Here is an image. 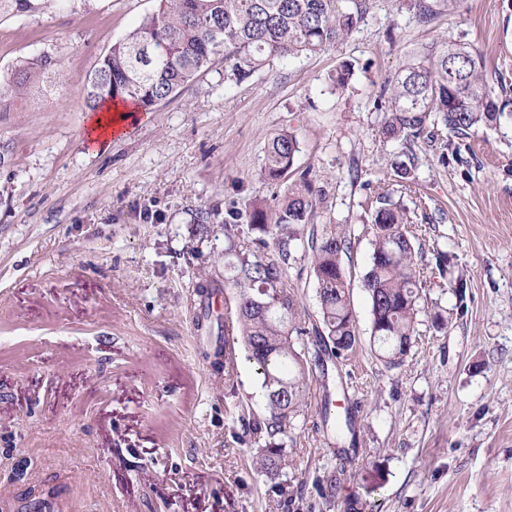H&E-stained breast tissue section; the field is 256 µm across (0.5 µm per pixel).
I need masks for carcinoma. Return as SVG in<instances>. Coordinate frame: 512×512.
<instances>
[{
  "label": "carcinoma",
  "mask_w": 512,
  "mask_h": 512,
  "mask_svg": "<svg viewBox=\"0 0 512 512\" xmlns=\"http://www.w3.org/2000/svg\"><path fill=\"white\" fill-rule=\"evenodd\" d=\"M410 2L415 19L425 24L453 10L458 0ZM372 7L373 0H158L157 9L101 58L88 78L86 108L99 112L110 100L131 99L150 112L219 58L224 81L240 84L277 62L334 47L366 22ZM353 76L352 64L343 62L331 81L343 89ZM62 79L60 60L48 52L18 59L0 75V116L21 111ZM501 94L507 95V87L490 84L483 55L470 44L448 37L424 45L383 83L381 138L409 143L438 123L460 136L476 126L493 127L507 107ZM297 152L292 133L273 135L265 147L264 176L271 181L288 177ZM320 197L321 190L303 172L300 184L287 189L272 210L256 205L245 213L234 200L226 206L224 252L235 261L224 287L233 289L236 321L224 325V351L215 356H224L225 369L234 368L236 334L248 350L261 379L266 414L245 422V433L264 440L259 467L270 478L279 475L282 448L305 403L309 368L347 359L356 343L342 268L351 241L334 224L306 228ZM243 222L271 236L276 257L238 248ZM411 223L390 191L377 194L364 283L371 336L379 359L389 366L401 365L415 342L422 281ZM298 251L310 260L320 310V326L309 344L302 341L309 330L296 325L297 301L286 281L289 260Z\"/></svg>",
  "instance_id": "obj_1"
}]
</instances>
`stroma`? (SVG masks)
<instances>
[{
    "label": "stroma",
    "mask_w": 512,
    "mask_h": 512,
    "mask_svg": "<svg viewBox=\"0 0 512 512\" xmlns=\"http://www.w3.org/2000/svg\"><path fill=\"white\" fill-rule=\"evenodd\" d=\"M157 0H38L0 15V71L41 52L64 70L59 92L0 121V507L21 512H512V116L410 148L382 142L381 86L408 52L451 36L473 44L490 79L512 91V0H461L418 24L405 0H376L335 48L225 82L200 73L118 136L86 137L89 75ZM344 61L343 89L330 74ZM299 142L291 180L322 191L311 224L351 239L342 257L357 343L307 399L276 478L260 447L238 440L259 417L258 379L236 345L225 375L212 354L231 304L224 281V203L272 201L265 145ZM412 155L414 192L394 164ZM414 219L423 282L416 341L390 367L371 341L363 278L379 189ZM208 215L207 232L196 216ZM448 256L437 267L436 253ZM466 280L457 293V280ZM220 284L210 307L202 282ZM298 322L320 321L310 262L288 270ZM208 315L206 329L195 326ZM352 430L322 425L325 393ZM335 455H327V448ZM336 468L334 501L315 481Z\"/></svg>",
    "instance_id": "obj_1"
}]
</instances>
